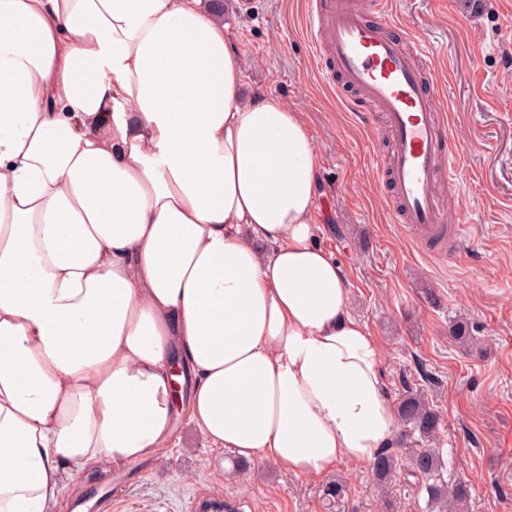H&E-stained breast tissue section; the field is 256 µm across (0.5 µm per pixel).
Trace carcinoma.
<instances>
[{
  "mask_svg": "<svg viewBox=\"0 0 512 512\" xmlns=\"http://www.w3.org/2000/svg\"><path fill=\"white\" fill-rule=\"evenodd\" d=\"M450 338L470 352H483L481 342L474 334L473 325L467 320H459L449 328ZM398 416L404 427L403 439L413 444L418 441L433 443L439 431L440 414L429 401L427 393L421 388H410L404 392L397 403ZM408 474L422 479L420 491L426 498V512H458L469 500L471 488L467 481L458 478L448 481L444 477L447 463L440 448H409L406 452ZM372 471L380 489L388 487L397 472L395 455L384 450L378 453L372 462ZM347 497V485L336 479L322 487V500L328 508L341 509Z\"/></svg>",
  "mask_w": 512,
  "mask_h": 512,
  "instance_id": "1",
  "label": "carcinoma"
}]
</instances>
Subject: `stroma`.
Instances as JSON below:
<instances>
[{
    "instance_id": "35a3bbf8",
    "label": "stroma",
    "mask_w": 512,
    "mask_h": 512,
    "mask_svg": "<svg viewBox=\"0 0 512 512\" xmlns=\"http://www.w3.org/2000/svg\"><path fill=\"white\" fill-rule=\"evenodd\" d=\"M224 33L244 58L248 86L301 112L318 162L317 242L350 283V312L384 350L388 397L432 390L441 415L439 446L451 477L471 485L466 512H512V0H392L400 30L424 36L447 89L450 136L465 148L461 196L445 201L448 223L470 226L452 262L418 251L394 224L392 204L370 164L386 152L377 113L360 117L329 90L311 61L300 0H221ZM468 319L488 338L483 355L448 337ZM178 443L155 461L103 465L68 483L60 512L80 501L96 512H185L198 493L245 512H324L323 479L296 476L255 460L232 469L186 419ZM356 512H424L414 478L393 481L389 499L374 488L370 465L343 463Z\"/></svg>"
}]
</instances>
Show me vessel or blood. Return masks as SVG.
Listing matches in <instances>:
<instances>
[{"label":"vessel or blood","mask_w":512,"mask_h":512,"mask_svg":"<svg viewBox=\"0 0 512 512\" xmlns=\"http://www.w3.org/2000/svg\"><path fill=\"white\" fill-rule=\"evenodd\" d=\"M309 47L328 87L342 86L383 115L393 148L372 165L389 183L397 206L395 223L417 244L438 243L442 259H453L468 234L449 225L439 182L458 188L459 148L450 146L441 81L433 49L419 35L391 33L390 0H304Z\"/></svg>","instance_id":"vessel-or-blood-1"}]
</instances>
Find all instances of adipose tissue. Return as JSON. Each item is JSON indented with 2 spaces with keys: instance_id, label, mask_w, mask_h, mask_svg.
Returning <instances> with one entry per match:
<instances>
[{
  "instance_id": "ef3b65f1",
  "label": "adipose tissue",
  "mask_w": 512,
  "mask_h": 512,
  "mask_svg": "<svg viewBox=\"0 0 512 512\" xmlns=\"http://www.w3.org/2000/svg\"><path fill=\"white\" fill-rule=\"evenodd\" d=\"M318 188L201 0H0V512L158 458L181 417L305 477L394 447Z\"/></svg>"
}]
</instances>
